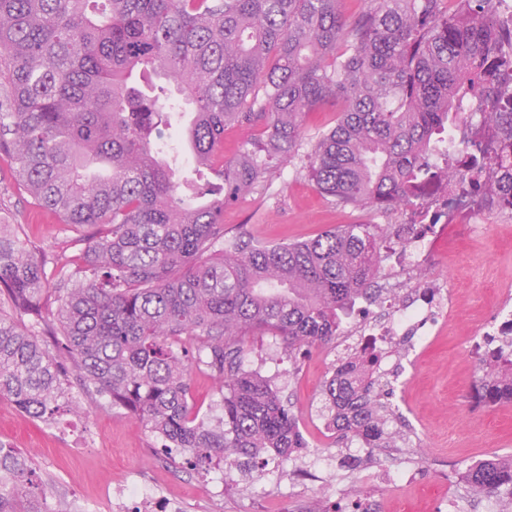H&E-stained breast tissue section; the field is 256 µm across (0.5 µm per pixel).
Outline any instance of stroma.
<instances>
[{
	"label": "stroma",
	"mask_w": 512,
	"mask_h": 512,
	"mask_svg": "<svg viewBox=\"0 0 512 512\" xmlns=\"http://www.w3.org/2000/svg\"><path fill=\"white\" fill-rule=\"evenodd\" d=\"M404 211L382 212L345 206L323 196L300 170L299 161L282 164L258 194L225 207L227 229H246L266 244L314 238L343 224L389 227ZM0 222L14 224L36 256L54 262L77 253L75 234L47 209L37 206L12 178L10 162L0 157ZM429 276L445 281L456 302L419 360L401 356L387 377L394 416L389 430L416 438L418 447L363 449L358 437L325 436L321 412L324 384L336 364L334 346L312 349L292 363L279 337H250L242 367L270 379L299 417L306 449L292 461L266 468L262 476L192 468L183 455L168 451L161 437L107 397L70 384L78 413L52 421L36 420L11 401L0 399V443L21 453L38 476L55 486L74 512H100L112 489L135 483L152 489L151 502H130L129 512H152L168 498L183 512H354L359 501L377 504V512H438L440 495L463 489L466 471L493 456L512 455V403L479 405L472 389L479 376L477 356L467 340L498 312L496 286L512 280V223L485 225L481 234L461 233L452 249L437 250ZM191 404L199 415L222 414L218 384L202 367L191 371ZM335 460L330 479L335 493L308 491L302 468L321 452ZM416 464L402 486L381 473L406 454Z\"/></svg>",
	"instance_id": "stroma-1"
}]
</instances>
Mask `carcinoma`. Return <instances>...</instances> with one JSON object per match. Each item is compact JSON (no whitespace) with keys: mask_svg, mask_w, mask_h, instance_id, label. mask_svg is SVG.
Wrapping results in <instances>:
<instances>
[{"mask_svg":"<svg viewBox=\"0 0 512 512\" xmlns=\"http://www.w3.org/2000/svg\"><path fill=\"white\" fill-rule=\"evenodd\" d=\"M340 0H0V155L14 179L85 244L55 271L14 225L0 224V398L50 421L69 376L109 398L197 465L249 471L307 443L270 382L241 367L246 337L280 336L288 357L336 340L342 315L371 300L389 239L378 224H344L310 240L264 244L224 228V207L299 158L326 196L375 210L410 208L444 172L429 163L437 132L478 95L512 137V24L494 0H366L346 20ZM340 105L307 139L304 118ZM216 181L185 194L174 180L171 115ZM259 130L224 161V131ZM503 161L484 150L471 178ZM57 358L22 325L49 301ZM218 381L223 415L191 412L192 365ZM381 356L336 366L323 412L345 438L382 447L388 407L373 375ZM478 404L512 402V341L487 353ZM466 483L512 490V457L471 467ZM16 454H0V512L48 506Z\"/></svg>","mask_w":512,"mask_h":512,"instance_id":"obj_1","label":"carcinoma"}]
</instances>
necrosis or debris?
I'll return each mask as SVG.
<instances>
[{"mask_svg":"<svg viewBox=\"0 0 512 512\" xmlns=\"http://www.w3.org/2000/svg\"><path fill=\"white\" fill-rule=\"evenodd\" d=\"M464 118L451 125L431 147L432 163L452 171L451 181L430 184L392 229L391 242L379 257L402 276L400 287L386 290L379 305L357 307L339 329L340 349H359L372 343L384 348L403 344L406 351L424 348L448 315V288L424 279L431 253L452 244L456 224L477 230L476 213L512 222V210L501 207L493 194L471 193L463 174L466 157L484 146L496 148L500 133L490 121L479 96L463 106Z\"/></svg>","mask_w":512,"mask_h":512,"instance_id":"4bbe7bcc","label":"necrosis or debris"}]
</instances>
